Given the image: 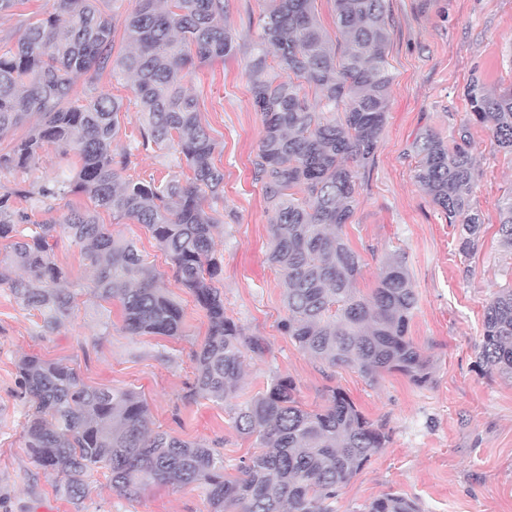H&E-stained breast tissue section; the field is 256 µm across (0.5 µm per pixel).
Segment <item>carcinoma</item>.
<instances>
[{
  "label": "carcinoma",
  "instance_id": "1",
  "mask_svg": "<svg viewBox=\"0 0 512 512\" xmlns=\"http://www.w3.org/2000/svg\"><path fill=\"white\" fill-rule=\"evenodd\" d=\"M58 11L29 22L15 42L0 40V140L27 124L25 137L0 154V168L29 171L46 144L76 157L74 168L30 189L0 194V288L39 312L53 330L75 307L76 292L55 260L62 239L81 247L91 268V294L119 302L132 335H183V309L164 289V274L144 262L131 240L116 238L98 210L142 225L170 260L174 280L205 311L208 333L193 351L187 398L222 403L234 394L247 353H263L224 309L217 283L222 260L213 246L221 220L206 197L224 199V171L212 162L217 143L202 125L197 95L184 80L202 65L237 55L224 28L225 0H137L125 19V47L115 50L109 0H58ZM260 33L249 48L246 76L263 135L252 161L270 214L269 260L283 276V330L298 348L331 368L349 367L375 382L394 371L413 384L433 382L430 360L408 336L418 298L405 257L387 258L372 294L355 283L360 255L346 225L357 204L359 168L373 160L386 122L393 77L386 49V0H334L338 36L331 41L316 0H267ZM130 83L138 138L112 152L123 100L98 91L103 76ZM82 94H77V79ZM318 92L310 104L306 88ZM469 112L460 142L450 147L425 132L412 144L414 178L460 225L458 250L477 249L483 221L474 208L475 165L469 125L489 129L494 147L512 156V86L490 91L475 78L465 90ZM186 161L192 175L134 180L142 152ZM82 194L91 210L70 208L59 220L48 201ZM46 214L33 221L13 198ZM497 233L512 256V191L499 200ZM479 360L490 375L512 380V286L484 301ZM30 402L25 448L58 476L57 491L85 497L87 475L110 472L127 498L145 480L208 488L209 512H333L330 501L385 447L389 436L342 391L323 408L304 409L286 376L237 407L236 430L260 451L241 461L242 477L224 479V457L212 444L151 429L147 404L132 390L91 387L69 365L27 355L17 363ZM366 512H421L416 500L388 493Z\"/></svg>",
  "mask_w": 512,
  "mask_h": 512
}]
</instances>
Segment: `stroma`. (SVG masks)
Segmentation results:
<instances>
[{"instance_id":"obj_1","label":"stroma","mask_w":512,"mask_h":512,"mask_svg":"<svg viewBox=\"0 0 512 512\" xmlns=\"http://www.w3.org/2000/svg\"><path fill=\"white\" fill-rule=\"evenodd\" d=\"M224 25L249 45L260 31L265 0H226ZM57 0H27L0 15V39L17 41L26 24L55 12ZM393 81L386 123L373 160L359 173L358 204L346 228L362 259L355 283L370 294L384 261L404 253L418 307L408 334L433 365V382L412 384L400 373L370 383L351 369H330L303 353L280 324L287 311L282 275L269 261L272 234L262 186L251 161L262 137L245 75L246 53L196 70L188 90L199 93L201 120L219 144L213 162L224 171L229 215L214 232L223 260L219 287L224 307L262 355H249L236 393L217 404L187 401L194 379L193 350L203 343L208 320L191 293L167 278L184 309V334L133 336L121 307L86 290L90 268L79 246L55 251L73 284L82 286L71 318L56 331L41 328L36 311L0 289V512H209L205 488L148 483L132 498L111 488L108 470L97 469L88 493L71 503L57 493L56 476L24 448L29 409L18 395L17 363L26 355L77 367L87 385L130 389L145 400L154 429L189 441L222 440L224 475L239 476L241 459L256 452L239 435L234 407L265 390L273 374L290 377L307 409L324 405L329 389L343 391L389 441L362 473L341 489L335 512H363L375 498L399 493L422 512H512V382L483 372L478 351L483 302L512 282V258L499 246L498 203L512 189V157L497 152L486 127L472 125L475 208L484 217L478 249L458 251V225L414 179L412 143L432 132L453 143L469 110L465 89L472 78L488 88L512 85V0H386ZM66 162L47 145L31 171L0 170V193L53 179ZM114 237L134 241L146 263L166 273L168 264L139 224L101 213Z\"/></svg>"}]
</instances>
